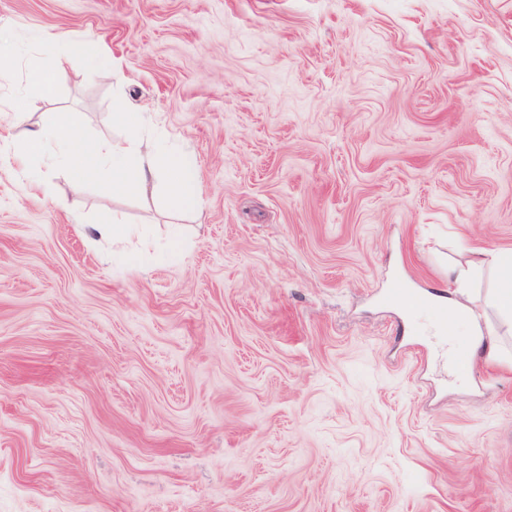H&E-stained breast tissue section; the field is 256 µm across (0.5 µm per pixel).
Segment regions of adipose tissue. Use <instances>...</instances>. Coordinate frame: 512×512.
Returning <instances> with one entry per match:
<instances>
[{"instance_id": "adipose-tissue-1", "label": "adipose tissue", "mask_w": 512, "mask_h": 512, "mask_svg": "<svg viewBox=\"0 0 512 512\" xmlns=\"http://www.w3.org/2000/svg\"><path fill=\"white\" fill-rule=\"evenodd\" d=\"M19 154L23 157L50 156L80 177L111 173L110 187L116 194H141L153 184L158 174H166L169 194L185 207L198 203L201 184L195 164L183 154L171 152L158 145L141 149L136 144L88 147L75 127L60 123L38 132L19 131L15 137ZM491 270L496 284L487 295V304L494 311L500 325L512 329V250L475 249L465 264H451L444 271L448 282L457 287H468L473 277ZM488 328L490 338L488 360L498 357L495 340L498 329Z\"/></svg>"}]
</instances>
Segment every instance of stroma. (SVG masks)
<instances>
[{"label":"stroma","mask_w":512,"mask_h":512,"mask_svg":"<svg viewBox=\"0 0 512 512\" xmlns=\"http://www.w3.org/2000/svg\"><path fill=\"white\" fill-rule=\"evenodd\" d=\"M117 112L197 205L13 158ZM476 248L512 249V0H0V512H512V334L385 300L481 312ZM42 51L48 55L56 54L63 46L70 51L87 58L98 73L109 72L112 69V61L105 57L96 43H74L64 35H57L39 41Z\"/></svg>","instance_id":"1"}]
</instances>
